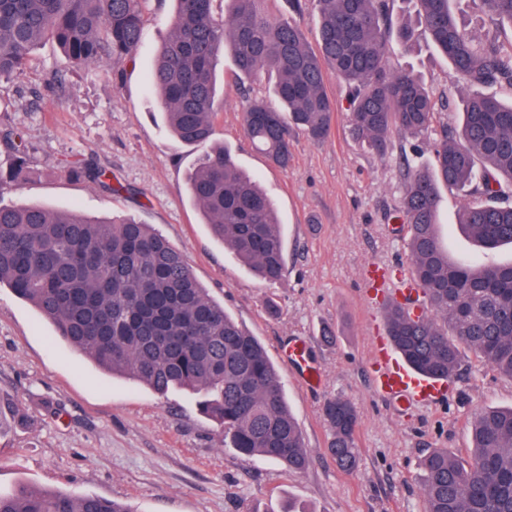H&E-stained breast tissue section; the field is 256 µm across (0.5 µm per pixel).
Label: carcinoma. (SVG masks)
Segmentation results:
<instances>
[{"label": "carcinoma", "mask_w": 512, "mask_h": 512, "mask_svg": "<svg viewBox=\"0 0 512 512\" xmlns=\"http://www.w3.org/2000/svg\"><path fill=\"white\" fill-rule=\"evenodd\" d=\"M147 0H0V77L21 74L36 45L54 41L69 65L119 67L141 40ZM170 34L150 86L170 132L203 155L187 187L215 239L264 281L285 273L284 236L271 199L215 140L223 110L217 66L230 55L239 75L267 74L275 102L246 100L244 126L253 147L286 168L292 131L314 142L331 134L336 102L325 88L331 71L349 87L353 133L379 156L392 136L418 142L432 135L434 104L417 75L389 63L391 41L411 49V31L393 30L388 0H315L318 46L309 48L292 19L267 13L265 0H175ZM486 12L512 26V0H482ZM417 19L463 86L512 89V41L483 43L451 0H416ZM436 166L411 169L400 220L406 225L411 276L425 298L414 316L401 304L386 312L388 335L413 370L447 380L460 348L512 378V261L489 255L512 246V103L474 92L463 103L458 134L433 139ZM10 167L0 195L31 175L23 133L0 129ZM75 179L111 193L105 172L77 157L64 165ZM467 200L459 229L484 260L448 255L440 235V189ZM14 291L56 329L57 336L98 367L156 394L187 391L201 412L224 427L247 459L309 464L300 427L280 375L260 341L196 279L183 253L133 217L92 219L77 210L0 202V287ZM322 416L337 466H357L358 416L352 402L329 398ZM471 461L435 449L421 461L426 512H512V407H489L472 421ZM0 512H132L100 496L38 491L26 484L0 493Z\"/></svg>", "instance_id": "cac0c4a2"}]
</instances>
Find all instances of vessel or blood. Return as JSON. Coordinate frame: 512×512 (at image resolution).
<instances>
[{
  "mask_svg": "<svg viewBox=\"0 0 512 512\" xmlns=\"http://www.w3.org/2000/svg\"><path fill=\"white\" fill-rule=\"evenodd\" d=\"M283 356L298 372L303 382L316 384L318 373L310 362L309 346L300 338L290 340L282 350ZM377 394L408 402H432L446 392L444 382L431 380L415 373L400 361L392 346L377 342L375 346V379Z\"/></svg>",
  "mask_w": 512,
  "mask_h": 512,
  "instance_id": "vessel-or-blood-1",
  "label": "vessel or blood"
}]
</instances>
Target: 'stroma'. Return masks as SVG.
<instances>
[{
  "label": "stroma",
  "instance_id": "stroma-1",
  "mask_svg": "<svg viewBox=\"0 0 512 512\" xmlns=\"http://www.w3.org/2000/svg\"><path fill=\"white\" fill-rule=\"evenodd\" d=\"M453 7L480 40H512V27L487 14L482 0H453ZM172 12L171 0H148L141 43L120 71L72 70L57 45L46 42L23 74L0 79V128L24 133L32 170L0 201L77 208L92 217L134 215L179 248L211 296L264 345L310 463L295 472L240 456L223 429L199 413L194 396L162 397L106 375L60 341L32 306L0 288V492L24 483L119 499L133 512H426L422 456L441 448L469 458L473 418L488 407L512 406V378L465 350L441 401L407 404L375 392V339L385 335L386 307L399 297L396 278L411 273L407 234L394 221L405 176L395 158L379 157L352 137L346 88L334 74L326 76L336 102L330 137L315 144L296 133L293 160L283 170L252 147L243 122L244 93L271 98V81L242 83L232 61L224 62L217 138L259 177L277 208L284 278L263 283L211 235L185 191L201 151L170 135L148 90ZM390 14L393 27L406 23L414 33L412 50L394 47L391 65L419 75L436 104L434 129L455 125L467 88L455 84L412 0H391ZM76 156L106 170L123 191L60 174ZM462 203L456 193L441 194L443 234L456 260L478 254L456 226ZM270 299L277 313L269 312ZM293 337L308 341L318 385L303 384L283 361L281 349ZM332 396L351 400L359 417V463L350 472L326 451L321 408Z\"/></svg>",
  "mask_w": 512,
  "mask_h": 512
}]
</instances>
